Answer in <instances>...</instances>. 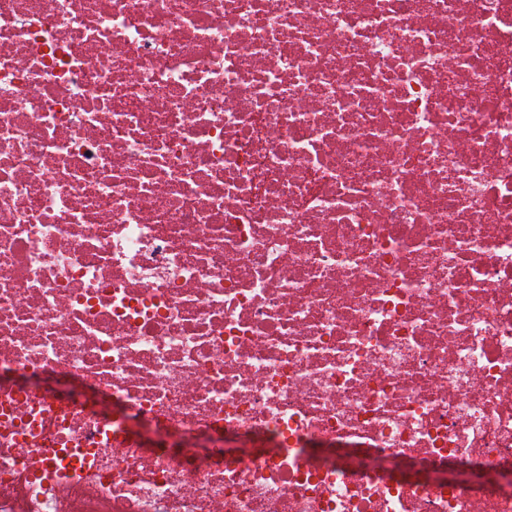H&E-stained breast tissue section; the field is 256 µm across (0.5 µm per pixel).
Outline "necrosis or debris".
I'll return each mask as SVG.
<instances>
[{
    "label": "necrosis or debris",
    "instance_id": "4bbe7bcc",
    "mask_svg": "<svg viewBox=\"0 0 512 512\" xmlns=\"http://www.w3.org/2000/svg\"><path fill=\"white\" fill-rule=\"evenodd\" d=\"M0 512H512V0H0Z\"/></svg>",
    "mask_w": 512,
    "mask_h": 512
}]
</instances>
